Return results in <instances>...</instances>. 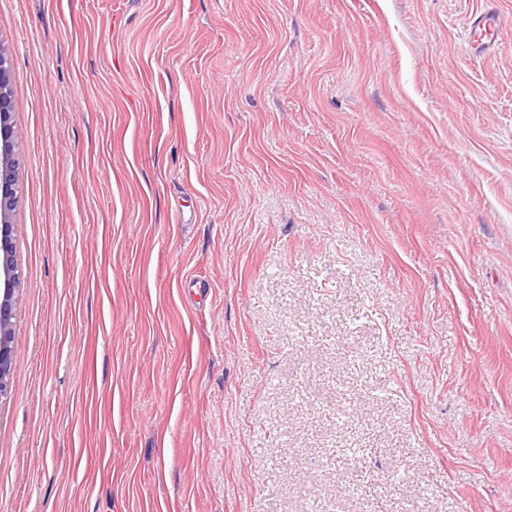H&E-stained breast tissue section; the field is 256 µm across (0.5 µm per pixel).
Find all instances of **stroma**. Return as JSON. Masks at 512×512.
Here are the masks:
<instances>
[{
    "instance_id": "stroma-1",
    "label": "stroma",
    "mask_w": 512,
    "mask_h": 512,
    "mask_svg": "<svg viewBox=\"0 0 512 512\" xmlns=\"http://www.w3.org/2000/svg\"><path fill=\"white\" fill-rule=\"evenodd\" d=\"M484 2L0 0V512H512ZM510 22L492 3L473 12L466 28V39L472 53L491 54L497 45L499 33ZM11 58L0 46V267L4 274V289L0 300V398H5L15 371L14 335L12 332L11 296L14 279L13 246L10 235L11 215L16 200L15 169L17 161L9 147L17 137L10 119Z\"/></svg>"
}]
</instances>
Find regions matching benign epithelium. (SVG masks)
Masks as SVG:
<instances>
[{
  "label": "benign epithelium",
  "mask_w": 512,
  "mask_h": 512,
  "mask_svg": "<svg viewBox=\"0 0 512 512\" xmlns=\"http://www.w3.org/2000/svg\"><path fill=\"white\" fill-rule=\"evenodd\" d=\"M11 58L0 47V268L4 274L0 296V398H5L15 371L14 335L12 332L11 296L14 279L13 246L10 235L11 215L16 200L15 169L17 161L8 149L17 137L10 119Z\"/></svg>",
  "instance_id": "7a95c632"
}]
</instances>
